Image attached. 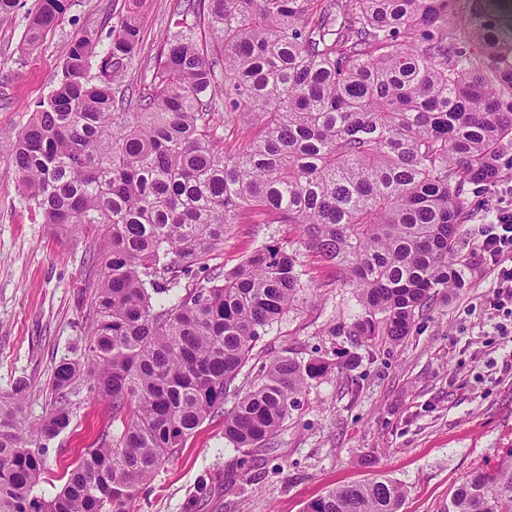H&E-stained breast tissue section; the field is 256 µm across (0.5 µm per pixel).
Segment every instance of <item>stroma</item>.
Returning <instances> with one entry per match:
<instances>
[{
    "mask_svg": "<svg viewBox=\"0 0 512 512\" xmlns=\"http://www.w3.org/2000/svg\"><path fill=\"white\" fill-rule=\"evenodd\" d=\"M131 2L72 0L30 50L22 43L35 0H21L0 18V394L26 382L24 407L33 424L49 408L54 366L84 354L87 242L44 224L22 199L10 146L57 82L75 40L92 32L108 43ZM175 3L141 0L142 41L124 82H142ZM486 198L470 194L462 226L468 288L438 296L397 344L376 339L356 346L330 334L336 323H353L361 306L352 288L337 285L335 270L300 243L295 226L235 225L210 269H234L256 248L277 243L296 251L305 284L292 309L257 341L238 385L249 388L256 365L283 354L320 357L336 368L310 383L273 443L251 457L225 440L223 417L207 419L143 487L135 512H305L332 488L381 476L404 488L401 512H448L470 471L512 454V306L495 303L497 273L478 250ZM349 359L352 368L338 369ZM111 425L105 401L76 396L69 429L49 445L39 496H53L67 467Z\"/></svg>",
    "mask_w": 512,
    "mask_h": 512,
    "instance_id": "obj_1",
    "label": "stroma"
}]
</instances>
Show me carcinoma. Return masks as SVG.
I'll return each mask as SVG.
<instances>
[{
    "mask_svg": "<svg viewBox=\"0 0 512 512\" xmlns=\"http://www.w3.org/2000/svg\"><path fill=\"white\" fill-rule=\"evenodd\" d=\"M69 0H36L27 48ZM178 19L140 89L138 15L85 34L12 146L18 189L43 223L88 234L83 361L61 359L33 427L26 385L0 395V512H133L141 487L196 429L255 451L332 364L277 356L235 381L292 307L297 254L265 244L238 267L174 292L250 214L293 224L356 289L362 317L333 329L398 342L416 313L466 286L458 253L471 187L512 168V34L488 0H176ZM97 63H92L94 57ZM247 122L243 144L213 115ZM104 400L118 435L83 450L52 498L36 493L73 396ZM231 408H224L229 395ZM388 478L329 491L306 512H400ZM448 512H512V458L470 472Z\"/></svg>",
    "mask_w": 512,
    "mask_h": 512,
    "instance_id": "obj_1",
    "label": "carcinoma"
}]
</instances>
